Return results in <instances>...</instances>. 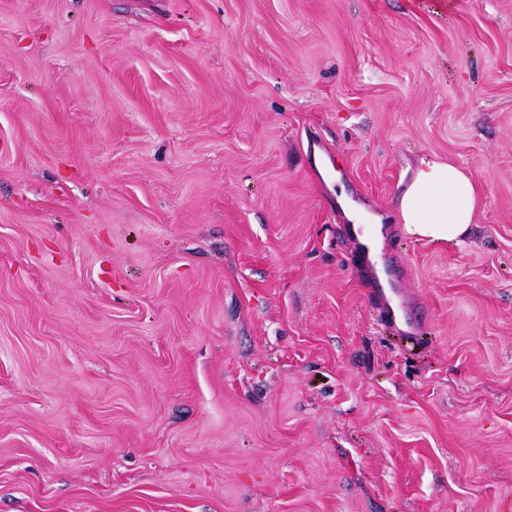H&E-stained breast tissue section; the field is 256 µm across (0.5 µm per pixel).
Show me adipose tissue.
I'll return each mask as SVG.
<instances>
[{
    "instance_id": "1",
    "label": "adipose tissue",
    "mask_w": 512,
    "mask_h": 512,
    "mask_svg": "<svg viewBox=\"0 0 512 512\" xmlns=\"http://www.w3.org/2000/svg\"><path fill=\"white\" fill-rule=\"evenodd\" d=\"M480 190L461 169L439 161H421L398 203L407 233L434 242L467 237Z\"/></svg>"
}]
</instances>
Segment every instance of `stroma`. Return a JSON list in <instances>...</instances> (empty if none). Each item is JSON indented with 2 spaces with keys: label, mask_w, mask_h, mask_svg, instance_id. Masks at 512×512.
<instances>
[{
  "label": "stroma",
  "mask_w": 512,
  "mask_h": 512,
  "mask_svg": "<svg viewBox=\"0 0 512 512\" xmlns=\"http://www.w3.org/2000/svg\"><path fill=\"white\" fill-rule=\"evenodd\" d=\"M0 512H512V0H0ZM480 190L461 169L422 160L398 203L400 224L407 233L434 242H460L467 237Z\"/></svg>",
  "instance_id": "stroma-1"
}]
</instances>
